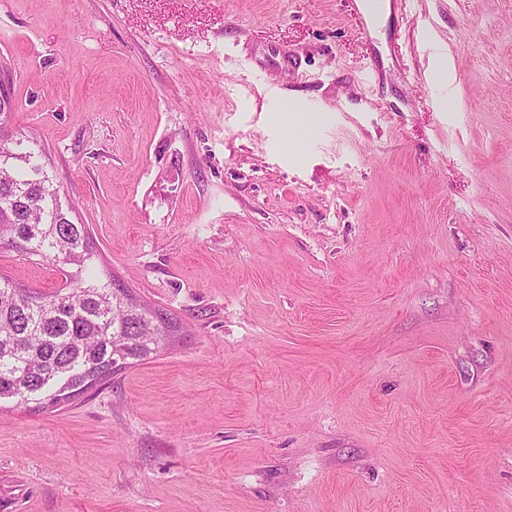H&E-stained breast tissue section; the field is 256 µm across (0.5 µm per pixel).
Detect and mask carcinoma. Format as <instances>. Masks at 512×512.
Segmentation results:
<instances>
[{"label": "carcinoma", "instance_id": "cac0c4a2", "mask_svg": "<svg viewBox=\"0 0 512 512\" xmlns=\"http://www.w3.org/2000/svg\"><path fill=\"white\" fill-rule=\"evenodd\" d=\"M0 111V246L71 266L68 286L36 292L0 276V400L60 407L163 350L179 325L96 277L92 238L63 208L42 153Z\"/></svg>", "mask_w": 512, "mask_h": 512}]
</instances>
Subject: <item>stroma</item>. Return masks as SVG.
I'll return each mask as SVG.
<instances>
[{
    "instance_id": "stroma-1",
    "label": "stroma",
    "mask_w": 512,
    "mask_h": 512,
    "mask_svg": "<svg viewBox=\"0 0 512 512\" xmlns=\"http://www.w3.org/2000/svg\"><path fill=\"white\" fill-rule=\"evenodd\" d=\"M363 19L0 0L13 126L182 324L56 411L0 401V512H512V0Z\"/></svg>"
}]
</instances>
